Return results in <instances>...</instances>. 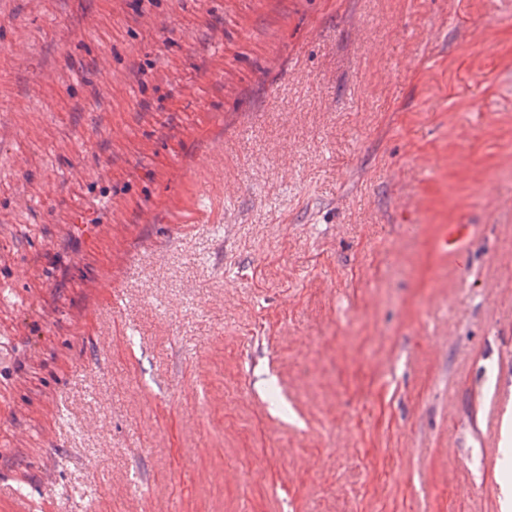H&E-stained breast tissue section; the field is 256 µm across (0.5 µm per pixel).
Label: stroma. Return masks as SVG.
I'll return each mask as SVG.
<instances>
[{
  "mask_svg": "<svg viewBox=\"0 0 512 512\" xmlns=\"http://www.w3.org/2000/svg\"><path fill=\"white\" fill-rule=\"evenodd\" d=\"M508 413L512 0H0V512H512ZM476 227V224L449 225V232L446 230L443 236L444 244L453 245L457 255H460L463 253L464 244L474 234Z\"/></svg>",
  "mask_w": 512,
  "mask_h": 512,
  "instance_id": "obj_1",
  "label": "stroma"
}]
</instances>
